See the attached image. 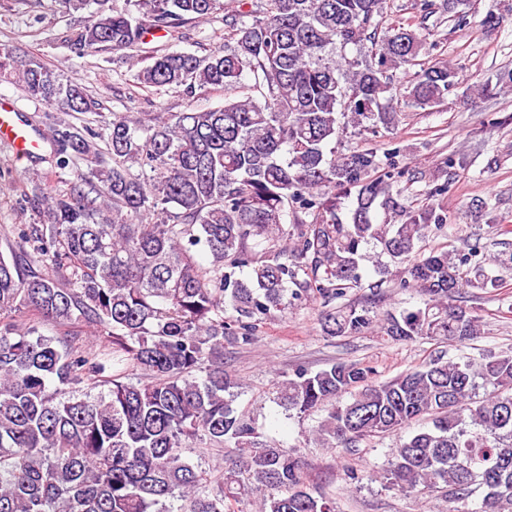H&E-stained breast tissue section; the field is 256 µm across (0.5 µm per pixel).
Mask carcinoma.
Instances as JSON below:
<instances>
[{
    "instance_id": "cac0c4a2",
    "label": "carcinoma",
    "mask_w": 512,
    "mask_h": 512,
    "mask_svg": "<svg viewBox=\"0 0 512 512\" xmlns=\"http://www.w3.org/2000/svg\"><path fill=\"white\" fill-rule=\"evenodd\" d=\"M98 2L69 39L78 55L138 52L149 33L173 39L224 9L223 48L154 51L136 72L147 89H222L224 105L114 112L95 128L53 118L56 165L78 158L86 170L67 191L45 193L41 223L21 225L17 248L0 253V512H169L175 497L183 512H235L248 494L258 512H336L304 485L300 458L262 440L233 408L238 383L224 370V341L250 343L255 322L293 300L358 287L371 246L388 257L378 273L395 266L425 307L380 320L347 306L324 316L327 335L378 323L396 342L478 339L479 318L455 298L498 290L502 279L486 265L512 270V244L490 258L453 240L424 254L446 219L433 204L398 201L399 151L345 154L331 144L350 126L395 128L397 70L410 75L414 103L459 90L467 108L512 91V72L465 87L459 64L420 63L426 34L447 14L465 22L468 0H423L403 21L388 17L387 0ZM2 71L66 115L94 107L37 55L0 44ZM246 73L254 84L242 82ZM380 209L387 219L378 223ZM40 322L93 328L111 338L110 352L80 351L67 332L40 333ZM131 370L147 380L132 382ZM91 375L107 392L85 390ZM272 395L288 411L325 412L313 430L319 448H354L424 420L392 449L379 473L385 486L440 499L448 512L477 492V512H512V353L439 355L382 382L368 367L335 363L277 380ZM198 442L218 453L230 443L232 458L208 471L185 457Z\"/></svg>"
}]
</instances>
